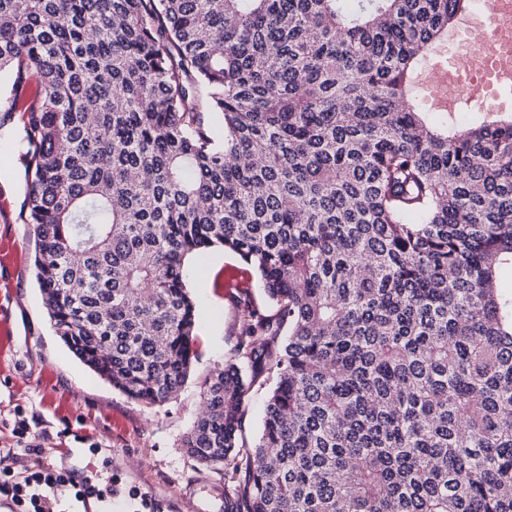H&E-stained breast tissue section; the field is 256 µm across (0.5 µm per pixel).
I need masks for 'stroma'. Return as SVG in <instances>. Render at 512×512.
<instances>
[{
    "label": "stroma",
    "mask_w": 512,
    "mask_h": 512,
    "mask_svg": "<svg viewBox=\"0 0 512 512\" xmlns=\"http://www.w3.org/2000/svg\"><path fill=\"white\" fill-rule=\"evenodd\" d=\"M22 121L13 115L0 128V200L19 211L23 171L19 164ZM22 249L18 265L0 270L11 285L0 288V320L13 339L0 351V456L12 454L10 473L22 478L42 465L108 470L118 512H136L130 492L145 495L152 512H224V490L242 485L243 471L201 466L180 446L200 410L204 381L233 355L247 301L269 303L253 271L233 253L214 249L193 258L187 283L199 315L195 358L180 392L160 407L131 400L87 369L50 326L35 278L32 225L0 218V241ZM39 438L43 451H25ZM101 444L91 454L89 443Z\"/></svg>",
    "instance_id": "1"
}]
</instances>
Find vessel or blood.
<instances>
[{
  "mask_svg": "<svg viewBox=\"0 0 512 512\" xmlns=\"http://www.w3.org/2000/svg\"><path fill=\"white\" fill-rule=\"evenodd\" d=\"M475 21L464 24L457 41L436 65L429 101L438 111L512 101V0H476Z\"/></svg>",
  "mask_w": 512,
  "mask_h": 512,
  "instance_id": "1",
  "label": "vessel or blood"
}]
</instances>
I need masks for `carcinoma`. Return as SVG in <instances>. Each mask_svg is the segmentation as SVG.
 <instances>
[{"label": "carcinoma", "instance_id": "carcinoma-1", "mask_svg": "<svg viewBox=\"0 0 512 512\" xmlns=\"http://www.w3.org/2000/svg\"><path fill=\"white\" fill-rule=\"evenodd\" d=\"M468 2L0 0V127L23 112L68 350L157 407L192 367L191 255L235 253L273 306L180 441L245 468L244 512H512V118L414 101ZM272 385V380L263 383L262 380H260L252 386L248 393L244 437L249 446H252L258 438L263 417L264 403Z\"/></svg>", "mask_w": 512, "mask_h": 512}]
</instances>
